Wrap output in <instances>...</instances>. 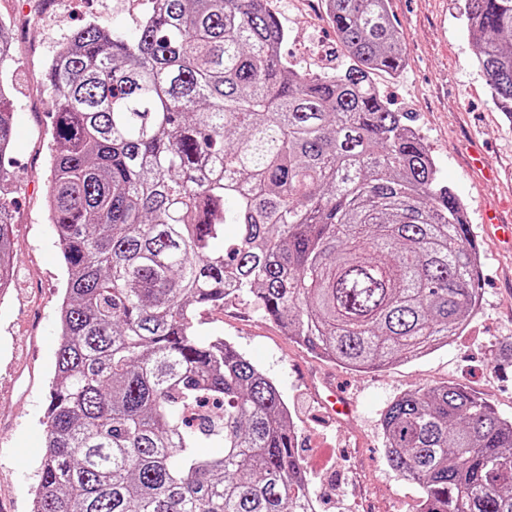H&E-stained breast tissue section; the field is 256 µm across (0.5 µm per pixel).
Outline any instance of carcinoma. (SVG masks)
<instances>
[{
    "mask_svg": "<svg viewBox=\"0 0 512 512\" xmlns=\"http://www.w3.org/2000/svg\"><path fill=\"white\" fill-rule=\"evenodd\" d=\"M151 2L134 38L89 21L45 70L67 280L32 512H308L287 404L197 311L245 296L356 372L423 357L479 304L465 204L374 83L405 63L389 0H324L348 64L322 75L282 54L269 0ZM463 14L512 118V0ZM12 136L1 80L0 158ZM12 240L0 197V295ZM382 426L419 512H512V421L483 399L430 386Z\"/></svg>",
    "mask_w": 512,
    "mask_h": 512,
    "instance_id": "obj_1",
    "label": "carcinoma"
}]
</instances>
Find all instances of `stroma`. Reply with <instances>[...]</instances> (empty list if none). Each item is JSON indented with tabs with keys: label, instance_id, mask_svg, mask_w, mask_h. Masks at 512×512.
Returning a JSON list of instances; mask_svg holds the SVG:
<instances>
[{
	"label": "stroma",
	"instance_id": "1",
	"mask_svg": "<svg viewBox=\"0 0 512 512\" xmlns=\"http://www.w3.org/2000/svg\"><path fill=\"white\" fill-rule=\"evenodd\" d=\"M288 39L282 53L312 74L346 62L321 0H269ZM150 0H0L10 22L14 136L4 184L15 213V273L0 301V506L31 512L30 490L44 455L41 420L58 346L57 313L67 273L45 210L50 172V96L44 69L58 46L88 21L136 34ZM405 38L398 77L375 76L393 109L412 113L442 178L466 206L479 244L481 298L457 336L430 354L369 372L316 357L245 299L205 308L201 338L221 337L277 387L292 415L297 445L319 512H419L421 489L403 480L385 454L382 414L401 394L458 384L512 419V242L481 224L496 208L512 225V120L493 105L474 65L475 40L462 0H389ZM355 405L331 415L332 391Z\"/></svg>",
	"mask_w": 512,
	"mask_h": 512
}]
</instances>
